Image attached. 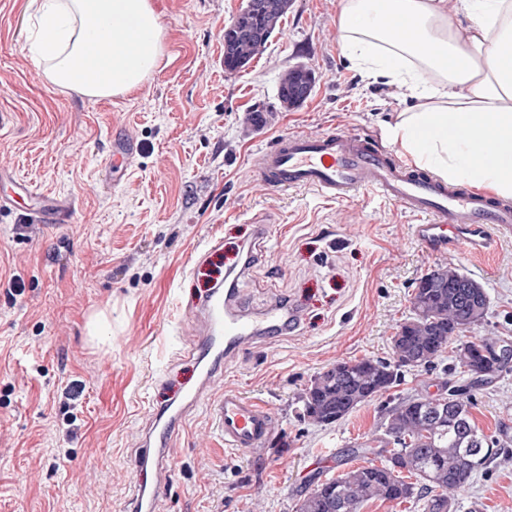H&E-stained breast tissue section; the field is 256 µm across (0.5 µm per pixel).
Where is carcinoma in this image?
I'll use <instances>...</instances> for the list:
<instances>
[{"label": "carcinoma", "mask_w": 512, "mask_h": 512, "mask_svg": "<svg viewBox=\"0 0 512 512\" xmlns=\"http://www.w3.org/2000/svg\"><path fill=\"white\" fill-rule=\"evenodd\" d=\"M283 16L282 12H254L247 20L273 32ZM224 40L248 61L266 48L264 42L237 37L231 26L224 29ZM419 285L411 316L393 337L392 359L338 362L319 373L302 399L303 414L321 425L338 422L398 386L405 372L430 369L455 339L460 340L454 351L455 366L468 371L478 347L483 351L485 378L460 386L444 380L437 395L420 394L387 407L381 423L383 436L375 438L376 445L355 450L365 465L324 482L310 481L296 512H359L371 500H423L426 512H453L455 493L470 476L488 469L499 455L512 452L509 427L500 430L499 437L490 438L470 412L474 392L512 368L511 341L493 337L462 340L463 333L486 317L487 293L471 300L480 284L448 266L426 273Z\"/></svg>", "instance_id": "cac0c4a2"}]
</instances>
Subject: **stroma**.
I'll return each mask as SVG.
<instances>
[{"label": "stroma", "instance_id": "1", "mask_svg": "<svg viewBox=\"0 0 512 512\" xmlns=\"http://www.w3.org/2000/svg\"><path fill=\"white\" fill-rule=\"evenodd\" d=\"M28 0H0V168L73 199V223L19 225L31 198L0 210V512H132L146 427L202 378L190 310L236 285L243 305L281 303L288 333L223 360L209 392L240 388L275 429L242 455L224 446L208 401L171 443L161 512H295L311 477L330 478L351 446L379 430L390 398L437 394L431 372L343 420L304 418L301 397L339 361L387 359L420 278L453 266L489 298L469 337L512 339V232L482 256L429 252L415 219L377 195L330 201L275 191L256 159L288 133L347 131L380 138L406 90L364 80L336 40L340 0H293L262 54L224 69V29L244 0H153L167 55L128 96L92 101L48 83L30 52ZM302 64L310 97L286 109L282 74ZM134 141L113 182V138ZM271 225L259 236L257 219ZM17 278L23 291L13 294ZM488 436L512 428V369L478 390L471 409ZM455 512H512V459L499 457L455 495Z\"/></svg>", "mask_w": 512, "mask_h": 512}]
</instances>
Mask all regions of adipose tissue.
Returning <instances> with one entry per match:
<instances>
[{"instance_id": "obj_1", "label": "adipose tissue", "mask_w": 512, "mask_h": 512, "mask_svg": "<svg viewBox=\"0 0 512 512\" xmlns=\"http://www.w3.org/2000/svg\"><path fill=\"white\" fill-rule=\"evenodd\" d=\"M34 50L48 81L109 100L166 55L152 0H40ZM336 38L360 73L406 87L385 127L407 163L512 199V0H341Z\"/></svg>"}]
</instances>
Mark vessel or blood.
I'll return each instance as SVG.
<instances>
[{
  "mask_svg": "<svg viewBox=\"0 0 512 512\" xmlns=\"http://www.w3.org/2000/svg\"><path fill=\"white\" fill-rule=\"evenodd\" d=\"M255 170L276 190L310 189L331 200L372 193L394 202L419 217L413 234L432 252L484 254L493 250L498 232L512 230V204L406 167L378 142L349 132L279 136L260 155ZM236 301L230 288L199 307L197 337L211 358L206 378L218 372L216 357L242 351L295 322L281 304H270L255 316L238 309ZM200 396V391L189 392L172 410L155 414L144 439L137 512H159L158 484L169 466L170 442ZM211 414L225 447L238 452L263 447L274 428L272 413L236 387L225 388Z\"/></svg>",
  "mask_w": 512,
  "mask_h": 512,
  "instance_id": "vessel-or-blood-1",
  "label": "vessel or blood"
}]
</instances>
